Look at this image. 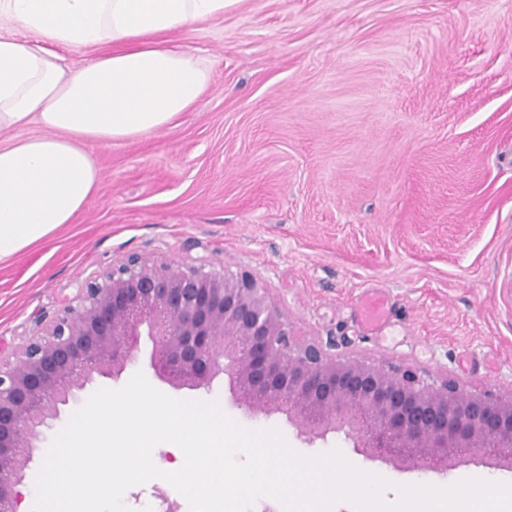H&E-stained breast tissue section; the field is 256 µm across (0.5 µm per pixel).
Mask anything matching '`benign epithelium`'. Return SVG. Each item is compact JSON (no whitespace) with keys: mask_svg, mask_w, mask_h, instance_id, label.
<instances>
[{"mask_svg":"<svg viewBox=\"0 0 512 512\" xmlns=\"http://www.w3.org/2000/svg\"><path fill=\"white\" fill-rule=\"evenodd\" d=\"M145 334L161 382L200 389L226 376L239 407L281 413L310 441L345 429L367 457L407 469L447 471L468 456L512 470V390L428 387L411 366L338 359L296 338L248 273L128 255L0 362V512H17L41 428L96 380L119 379Z\"/></svg>","mask_w":512,"mask_h":512,"instance_id":"obj_1","label":"benign epithelium"}]
</instances>
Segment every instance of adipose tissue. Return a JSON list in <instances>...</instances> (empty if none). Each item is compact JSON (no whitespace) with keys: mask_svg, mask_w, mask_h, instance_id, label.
I'll use <instances>...</instances> for the list:
<instances>
[{"mask_svg":"<svg viewBox=\"0 0 512 512\" xmlns=\"http://www.w3.org/2000/svg\"><path fill=\"white\" fill-rule=\"evenodd\" d=\"M232 0H0V262L72 223L93 196L89 147L171 127L208 88L209 70L171 33L223 17ZM94 48L76 70L59 48Z\"/></svg>","mask_w":512,"mask_h":512,"instance_id":"ef3b65f1","label":"adipose tissue"}]
</instances>
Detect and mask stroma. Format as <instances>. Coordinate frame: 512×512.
<instances>
[{"label":"stroma","instance_id":"35a3bbf8","mask_svg":"<svg viewBox=\"0 0 512 512\" xmlns=\"http://www.w3.org/2000/svg\"><path fill=\"white\" fill-rule=\"evenodd\" d=\"M212 82L175 125L93 146L97 188L42 244L0 262V358L14 359L80 285L126 255L250 273L301 339L340 358L409 365L428 385L512 390V0H237L171 37ZM388 321L361 324L368 295ZM276 428L301 454L339 448L397 485L446 473L305 442L284 415L246 414L228 380L169 389ZM191 512L167 481L126 491Z\"/></svg>","mask_w":512,"mask_h":512}]
</instances>
